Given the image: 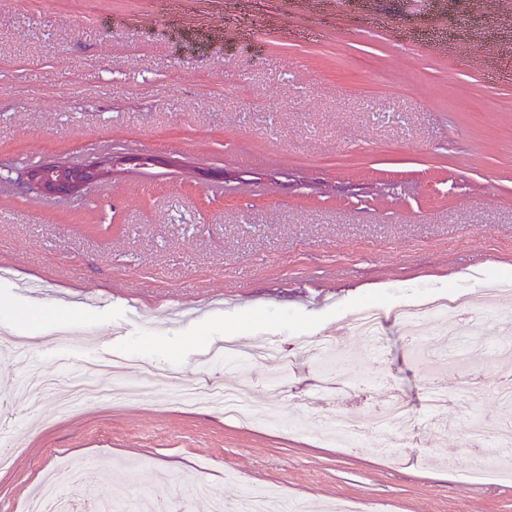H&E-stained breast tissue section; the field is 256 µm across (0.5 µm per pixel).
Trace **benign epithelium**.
Here are the masks:
<instances>
[{
	"mask_svg": "<svg viewBox=\"0 0 512 512\" xmlns=\"http://www.w3.org/2000/svg\"><path fill=\"white\" fill-rule=\"evenodd\" d=\"M126 159L108 156L101 161L81 165L45 162L32 166L25 173L26 185L45 197L80 195L89 185L112 178L115 169L123 166ZM141 168L176 167L178 160L157 154L136 157Z\"/></svg>",
	"mask_w": 512,
	"mask_h": 512,
	"instance_id": "7a95c632",
	"label": "benign epithelium"
}]
</instances>
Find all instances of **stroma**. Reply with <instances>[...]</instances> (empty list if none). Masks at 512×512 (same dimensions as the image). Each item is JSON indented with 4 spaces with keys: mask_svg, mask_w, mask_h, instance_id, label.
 I'll return each instance as SVG.
<instances>
[{
    "mask_svg": "<svg viewBox=\"0 0 512 512\" xmlns=\"http://www.w3.org/2000/svg\"><path fill=\"white\" fill-rule=\"evenodd\" d=\"M445 11L410 0H179L165 20L140 18V0H0V325L25 350L0 356V443L14 464L0 470V512L25 500L63 459L76 507L94 494L138 492L176 499L184 478L209 495L186 512L234 506L275 487L307 512L350 499L367 512H512V482L477 474L503 457L495 437L467 443V416L436 421L425 399L462 396L469 369L444 351L413 346L399 326L379 345L347 329L363 306L419 302L454 289L455 315L426 320L421 335L481 342L512 331V80L486 79L454 55L399 47L391 31L366 30L377 14L393 29L488 39L512 64V0L486 13L480 0H445ZM252 14L257 38L236 23ZM294 36H269L278 15ZM158 154L170 168L125 165L76 197L45 198L21 184L27 167L82 164L111 154ZM76 329L67 365L60 331ZM328 338L326 351L293 367L201 361L232 340L239 351ZM135 356L174 367L194 387L204 374L261 387L254 421L215 407L191 409L112 395L69 417L43 397L30 415L8 393L28 367L56 375L92 357ZM351 373L330 388L334 363ZM483 416L503 413L494 385L512 375L507 356H483ZM409 410V443L393 454L370 424L389 392ZM314 398L313 410L300 407ZM360 417L359 446L315 431L317 417Z\"/></svg>",
    "mask_w": 512,
    "mask_h": 512,
    "instance_id": "obj_1",
    "label": "stroma"
}]
</instances>
